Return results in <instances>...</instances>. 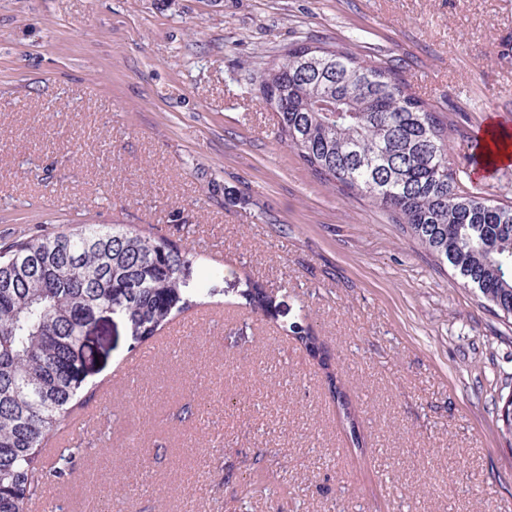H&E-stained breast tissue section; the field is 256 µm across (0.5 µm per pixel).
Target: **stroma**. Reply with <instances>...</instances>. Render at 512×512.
I'll list each match as a JSON object with an SVG mask.
<instances>
[{
  "label": "stroma",
  "instance_id": "obj_1",
  "mask_svg": "<svg viewBox=\"0 0 512 512\" xmlns=\"http://www.w3.org/2000/svg\"><path fill=\"white\" fill-rule=\"evenodd\" d=\"M301 41L397 66L467 189L512 202V164L469 161L489 123L512 131V0H0V243L131 224L224 267L153 339L93 334L79 416L111 449L47 485L64 512H512V324L278 140L251 77ZM329 378V384L333 387L334 393L336 395V402L338 404V408L340 412L342 413L343 420L347 422L350 429V435L352 438V442L354 445L359 448V438L356 432V424H357V417L355 409L353 408L352 404L346 397L345 392L343 391L342 385H337L336 381H334L332 374L328 375Z\"/></svg>",
  "mask_w": 512,
  "mask_h": 512
}]
</instances>
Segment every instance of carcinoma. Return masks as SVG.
Instances as JSON below:
<instances>
[{"instance_id":"cac0c4a2","label":"carcinoma","mask_w":512,"mask_h":512,"mask_svg":"<svg viewBox=\"0 0 512 512\" xmlns=\"http://www.w3.org/2000/svg\"><path fill=\"white\" fill-rule=\"evenodd\" d=\"M280 142L313 173L367 197L498 316L512 320V204L472 195L448 159V124L408 93L390 65L296 42L260 75ZM128 224H81L0 245V512H24L45 483L73 473L78 440L44 448L77 411L85 329L106 311L137 343L202 304L220 268ZM195 279L184 282V271ZM360 446L355 409L329 379Z\"/></svg>"}]
</instances>
